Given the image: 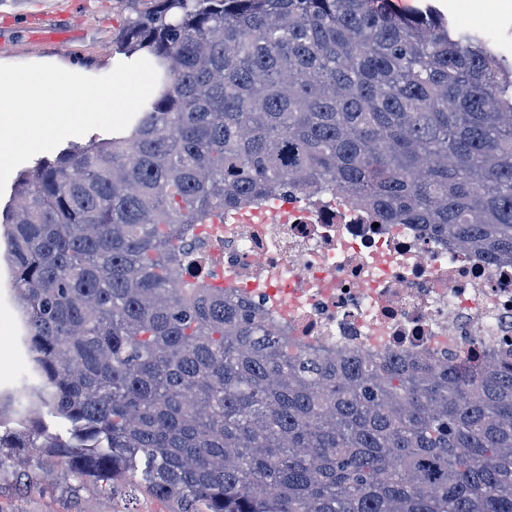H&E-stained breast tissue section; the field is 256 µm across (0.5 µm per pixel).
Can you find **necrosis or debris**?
<instances>
[{"mask_svg": "<svg viewBox=\"0 0 512 512\" xmlns=\"http://www.w3.org/2000/svg\"><path fill=\"white\" fill-rule=\"evenodd\" d=\"M204 247L221 253L211 281L268 309L288 336L343 352L512 354V261L489 264L416 225L280 195L209 225Z\"/></svg>", "mask_w": 512, "mask_h": 512, "instance_id": "obj_1", "label": "necrosis or debris"}]
</instances>
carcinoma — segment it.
I'll list each match as a JSON object with an SVG mask.
<instances>
[{
	"instance_id": "cac0c4a2",
	"label": "carcinoma",
	"mask_w": 512,
	"mask_h": 512,
	"mask_svg": "<svg viewBox=\"0 0 512 512\" xmlns=\"http://www.w3.org/2000/svg\"><path fill=\"white\" fill-rule=\"evenodd\" d=\"M118 50L158 83L122 133L20 175L5 260L30 362L17 451L169 512H512V361L340 353L208 281L204 224L341 192L512 257V68L387 0H157ZM50 416L65 426L61 434Z\"/></svg>"
}]
</instances>
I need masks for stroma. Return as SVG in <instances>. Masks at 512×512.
Wrapping results in <instances>:
<instances>
[{"label":"stroma","instance_id":"1","mask_svg":"<svg viewBox=\"0 0 512 512\" xmlns=\"http://www.w3.org/2000/svg\"><path fill=\"white\" fill-rule=\"evenodd\" d=\"M155 0H0V64L66 63L80 74L103 76L124 57L116 41L139 11ZM39 14L29 29L17 19ZM9 272L0 264V393L21 398L28 370ZM0 512H168L167 504L145 495L131 482L101 492L77 478L51 455H18L0 473Z\"/></svg>","mask_w":512,"mask_h":512}]
</instances>
